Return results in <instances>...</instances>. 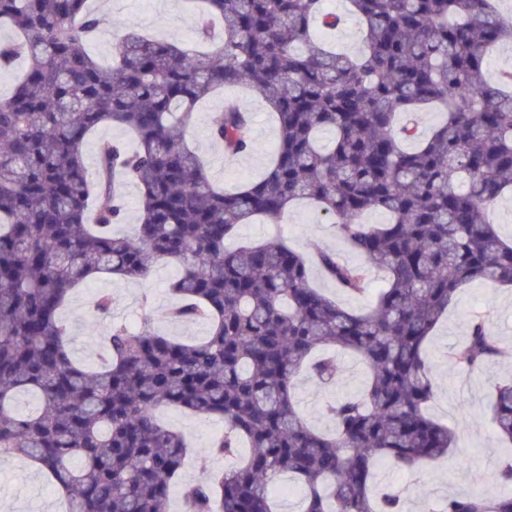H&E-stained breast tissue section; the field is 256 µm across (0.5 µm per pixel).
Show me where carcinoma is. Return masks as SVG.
Returning <instances> with one entry per match:
<instances>
[{"mask_svg":"<svg viewBox=\"0 0 512 512\" xmlns=\"http://www.w3.org/2000/svg\"><path fill=\"white\" fill-rule=\"evenodd\" d=\"M494 2L349 0L363 34L351 55L312 38L313 24L343 22L323 0H201L205 51L117 28L102 64L86 48L104 24L89 0H0V28L15 33L0 39V72L25 62L0 100V458L40 465L68 512H169L188 445L157 411L174 408L224 421L212 454L250 448L184 485L183 512H277L269 486L285 474L302 485V512H404L397 489L375 498L379 463L413 472L456 447L428 413V339L463 286L512 284V243L485 218L512 190V69L485 70L512 43V19ZM230 85L274 114L279 147L259 180L226 190L184 136L196 104ZM426 107L444 119L420 140L410 117ZM105 125L135 147L102 142L91 174L81 147ZM210 134L227 154L247 152L250 113L224 101ZM123 183L141 192L133 238L112 232ZM299 198L363 259L320 250L324 277L361 295L372 271L386 274L369 307L313 287L279 236L227 246L239 225L277 220ZM371 210L388 221L365 223ZM163 263L180 267L170 316L205 319L208 335L189 343L114 321L101 363L77 361L60 319L75 289L103 274L146 283ZM326 349L366 369L361 393L326 405L329 433L296 408L302 369L337 381ZM501 356L477 316L452 360L468 373ZM489 411L512 446V383L495 387ZM490 478L512 487V449ZM426 512H512V492ZM512 69V44L499 45L490 54L487 61L489 77L495 78L502 71Z\"/></svg>","mask_w":512,"mask_h":512,"instance_id":"cac0c4a2","label":"carcinoma"}]
</instances>
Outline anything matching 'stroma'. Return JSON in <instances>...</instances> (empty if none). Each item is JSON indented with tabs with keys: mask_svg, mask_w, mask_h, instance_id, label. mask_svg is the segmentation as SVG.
<instances>
[{
	"mask_svg": "<svg viewBox=\"0 0 512 512\" xmlns=\"http://www.w3.org/2000/svg\"><path fill=\"white\" fill-rule=\"evenodd\" d=\"M110 21L187 45L193 37L196 14L187 0H113ZM228 98L236 99L249 111L253 122L250 150L234 157L225 155L223 146L213 141L209 132ZM186 140L206 160L211 181L231 188L265 172L278 145V130L265 106L243 90L232 88L197 104ZM276 232L282 234L289 247L305 256L330 249L348 262L358 260L346 247L339 225L305 200L291 206L279 223L241 225L234 240L258 241ZM178 274L176 265L163 264L146 284L116 276L102 277L75 292L63 312L74 357L88 365L96 364L100 340L113 320L127 322L147 316L152 330L177 340H199L207 336V323L181 324L169 318L174 302L170 285ZM100 292L112 295L111 319L95 317L92 301ZM478 315L486 320L500 343L512 350V288L481 284L461 288L428 342L430 374L435 384L430 411L456 428L459 444L467 448L468 454L461 461L451 453L424 463L414 472L381 464L377 470L378 486L400 490L407 512H421L425 504L454 495L481 491L495 497L502 492L500 486L489 480L505 445L494 428L488 403L496 384L512 381V357L469 374L459 372L451 359L452 349L466 335L472 318ZM338 367L339 381L334 387H321L305 374L298 379L297 409L321 432L333 429L323 412L324 406L336 397L358 392L365 379V369L354 357L339 356ZM161 418L171 429L183 433L193 447L178 477L180 484L229 468L228 460L209 451L212 439L223 430L221 423L172 409L162 411ZM66 508L51 478L29 459L14 456L0 461V512H65Z\"/></svg>",
	"mask_w": 512,
	"mask_h": 512,
	"instance_id": "stroma-1",
	"label": "stroma"
}]
</instances>
